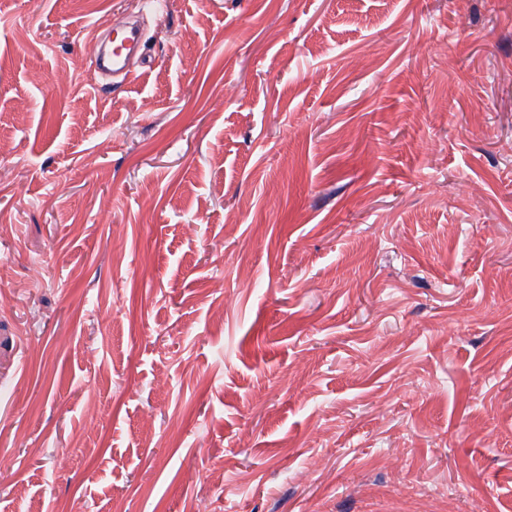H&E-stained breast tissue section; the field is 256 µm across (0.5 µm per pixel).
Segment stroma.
I'll return each mask as SVG.
<instances>
[{"instance_id":"35a3bbf8","label":"stroma","mask_w":512,"mask_h":512,"mask_svg":"<svg viewBox=\"0 0 512 512\" xmlns=\"http://www.w3.org/2000/svg\"><path fill=\"white\" fill-rule=\"evenodd\" d=\"M139 2L0 0V512H512V0Z\"/></svg>"}]
</instances>
